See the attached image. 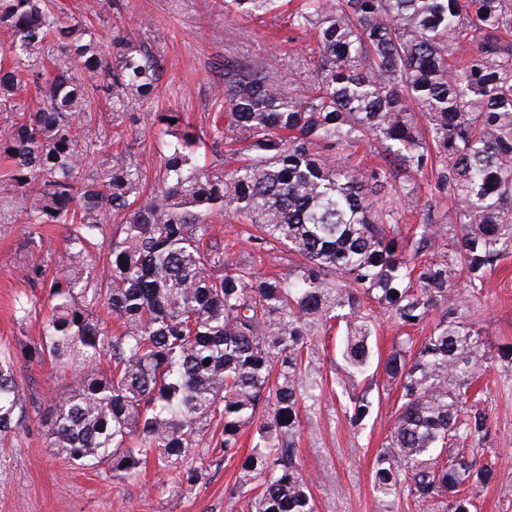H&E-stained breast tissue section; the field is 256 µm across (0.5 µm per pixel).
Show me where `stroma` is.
I'll return each mask as SVG.
<instances>
[{"instance_id": "35a3bbf8", "label": "stroma", "mask_w": 512, "mask_h": 512, "mask_svg": "<svg viewBox=\"0 0 512 512\" xmlns=\"http://www.w3.org/2000/svg\"><path fill=\"white\" fill-rule=\"evenodd\" d=\"M57 2L78 16L95 9L104 41L123 34L162 59L159 94L138 108L134 118L112 127L92 123L84 128L87 138L101 145L100 153L87 159L84 174L115 160L140 159L150 186L159 180L153 164L161 138L157 113H182L205 139L206 154L214 155L210 132L224 115L213 98L225 56L262 63L291 88L299 77V60L315 46L312 36L291 28L285 8L258 20L228 18L224 0ZM41 232L50 249L33 243L27 225L0 224V347L13 353L23 395L22 423L14 437L0 444V512H232L224 490L238 476L235 463L209 470L186 489L152 463L120 481L99 468L72 466L51 448L42 419L51 398L68 391L69 381L50 365L30 361L26 349L37 340L39 317L49 309V284L59 271L67 232L58 224L42 225ZM24 267L42 270L41 279L23 278ZM20 296L28 297L37 312L23 324L13 316L14 300ZM465 315L483 328L489 353L512 345V256L486 275L482 290L469 298ZM317 357L327 384L315 407L301 410L297 443L317 510L379 512L372 472L399 407V393L390 389L384 374L375 375L379 409L364 426H353L336 387L343 364L336 355L335 335L319 337ZM483 382L489 414L484 456L495 460L496 477L473 490V501L478 512H512V368L492 362Z\"/></svg>"}]
</instances>
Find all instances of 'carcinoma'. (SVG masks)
Wrapping results in <instances>:
<instances>
[{
	"instance_id": "carcinoma-1",
	"label": "carcinoma",
	"mask_w": 512,
	"mask_h": 512,
	"mask_svg": "<svg viewBox=\"0 0 512 512\" xmlns=\"http://www.w3.org/2000/svg\"><path fill=\"white\" fill-rule=\"evenodd\" d=\"M224 4L250 17L279 0ZM293 27L316 40L312 81L288 91L261 65L224 60L212 139L237 145L234 164L215 168L193 126L161 113L160 188L146 195L136 159L80 177L98 152L82 123L134 115L158 91L161 59L125 37L105 55L92 20L53 0H0V112L16 114L0 154L22 197L0 221L68 226L62 276L28 348L71 371L46 435L79 466L126 479L152 459L190 489L237 457L226 494L245 512H316L295 448L300 405L322 382L314 337L343 336L344 409L363 425L375 400L355 378L374 361V303L402 328L432 324L420 346L401 336L382 362L401 394L375 498L383 512L402 500L474 512L466 490L495 476L475 456L488 416L470 395L490 357L456 285L482 287L512 252V0H301ZM365 142L383 165L354 163ZM428 170L454 215L407 236L390 198H414ZM224 213L251 224L253 252L289 254L284 271L268 276L211 241V216ZM13 311L26 322L31 301L16 298ZM21 417L14 358L1 350L0 439Z\"/></svg>"
}]
</instances>
